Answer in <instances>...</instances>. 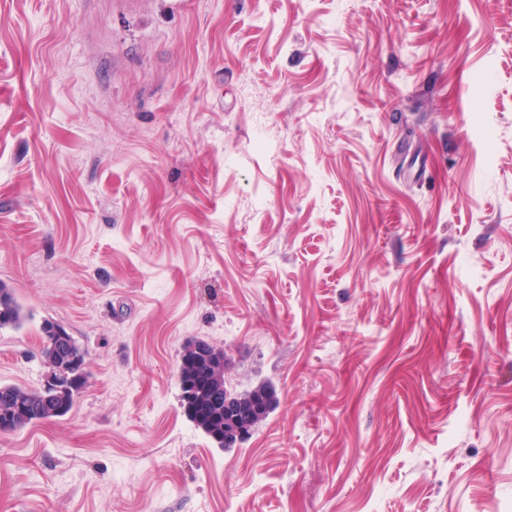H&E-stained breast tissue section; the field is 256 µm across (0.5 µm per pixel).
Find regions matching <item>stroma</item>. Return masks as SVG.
<instances>
[{
	"mask_svg": "<svg viewBox=\"0 0 512 512\" xmlns=\"http://www.w3.org/2000/svg\"><path fill=\"white\" fill-rule=\"evenodd\" d=\"M0 280V512H512V0H0ZM26 318L23 307L15 296L14 289L4 281H0V328H19ZM192 345L184 348L179 365V381L181 389L186 390V385L191 384L196 393L193 405H191L190 410L185 414L214 442L218 443L222 447L231 446L232 444H229V441L232 439H245L249 435L251 428L238 431L234 437H226V439H224L222 429V425L224 424V415L235 421L239 419L240 416L244 415V412L239 408L236 400L231 397L227 391L224 392L225 389H229L226 385L225 367H220V365L217 364L215 368L211 369L209 377L211 380L210 387H203L199 385V379L204 374L205 364L194 358V348ZM214 392L220 395L219 399H224V415L219 408L212 406V397ZM196 404H198L197 408L193 411ZM207 405L211 406L209 414L198 413L203 406ZM77 383L75 375L66 367H50L42 392L47 396L63 394ZM41 390H31L15 385H0V415H10L14 430L52 418L65 416L72 408L74 397L80 391L64 397L46 399Z\"/></svg>",
	"mask_w": 512,
	"mask_h": 512,
	"instance_id": "1",
	"label": "stroma"
}]
</instances>
